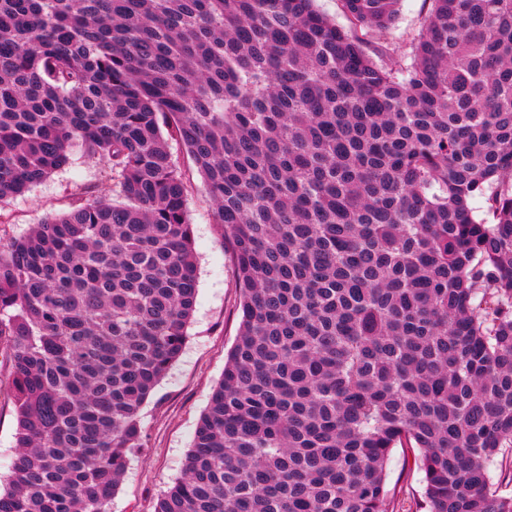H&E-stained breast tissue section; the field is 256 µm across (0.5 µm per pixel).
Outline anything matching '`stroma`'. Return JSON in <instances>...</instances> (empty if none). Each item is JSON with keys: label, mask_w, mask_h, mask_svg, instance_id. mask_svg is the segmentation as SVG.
Wrapping results in <instances>:
<instances>
[{"label": "stroma", "mask_w": 512, "mask_h": 512, "mask_svg": "<svg viewBox=\"0 0 512 512\" xmlns=\"http://www.w3.org/2000/svg\"><path fill=\"white\" fill-rule=\"evenodd\" d=\"M431 9L430 0H401L392 27L395 54L408 52ZM172 157L190 180L186 210L193 228L198 266V290L186 346L142 410L144 444L129 469L108 512H154L157 499L180 477L197 423L215 385L224 373V359L239 332V290L236 266L224 230L216 224L214 208L201 177L178 143ZM96 182L110 202L122 203L118 186L99 168L87 165L79 154L30 191L0 205V238H17L49 214L67 211L78 188ZM17 417L8 386L5 363L0 362V474H8L18 450ZM423 474L407 467L402 449H394L387 467L389 512H421Z\"/></svg>", "instance_id": "obj_1"}]
</instances>
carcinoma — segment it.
I'll return each mask as SVG.
<instances>
[{"label": "carcinoma", "instance_id": "obj_1", "mask_svg": "<svg viewBox=\"0 0 512 512\" xmlns=\"http://www.w3.org/2000/svg\"><path fill=\"white\" fill-rule=\"evenodd\" d=\"M0 0V203L77 147L125 199L0 243V512H107L197 297L185 150L241 324L154 512H512V0ZM430 9L431 1L429 0H401L398 17L392 26L391 48L394 49L395 54L410 51V43L419 33ZM0 360V474L5 476L18 454L15 439L17 417L8 386L7 366L1 356ZM423 474L406 466L401 448L393 450L387 467V489L392 496L390 512H424L420 507Z\"/></svg>", "mask_w": 512, "mask_h": 512}]
</instances>
